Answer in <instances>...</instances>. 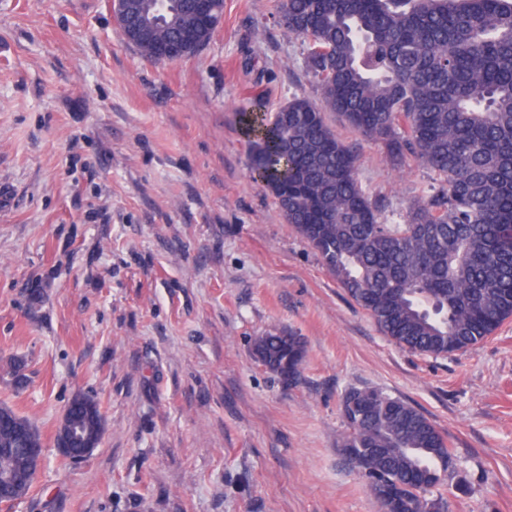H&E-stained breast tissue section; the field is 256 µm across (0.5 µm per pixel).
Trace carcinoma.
I'll list each match as a JSON object with an SVG mask.
<instances>
[{"label": "carcinoma", "mask_w": 512, "mask_h": 512, "mask_svg": "<svg viewBox=\"0 0 512 512\" xmlns=\"http://www.w3.org/2000/svg\"><path fill=\"white\" fill-rule=\"evenodd\" d=\"M122 29L145 59L173 63L198 53L224 15L205 19L195 0H129ZM288 35L306 45L322 104L295 97L267 120L246 119L252 165L279 211L321 255L381 332L413 354L439 357L480 344L512 318V0H277ZM336 112L399 161L410 152L439 188L385 224L356 178L357 151L325 121ZM258 361L299 380L302 339L284 330L254 340ZM0 434V489L23 476L25 449ZM340 448L383 512H448L452 458L442 433L408 402L373 387L341 398ZM99 413L75 424L99 437Z\"/></svg>", "instance_id": "carcinoma-1"}]
</instances>
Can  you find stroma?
Masks as SVG:
<instances>
[{
    "instance_id": "1",
    "label": "stroma",
    "mask_w": 512,
    "mask_h": 512,
    "mask_svg": "<svg viewBox=\"0 0 512 512\" xmlns=\"http://www.w3.org/2000/svg\"><path fill=\"white\" fill-rule=\"evenodd\" d=\"M320 103L275 0H224L195 56L140 57L109 0H0V403L45 464L0 512H382L338 447L345 389L376 387L447 438L457 512H512V318L471 350L399 349L251 168L245 112ZM357 179L404 223L436 175L341 116ZM300 336L299 382L254 356ZM104 421L65 458L68 403Z\"/></svg>"
}]
</instances>
